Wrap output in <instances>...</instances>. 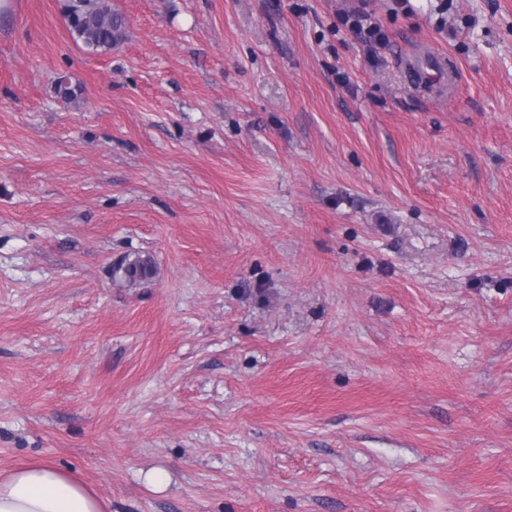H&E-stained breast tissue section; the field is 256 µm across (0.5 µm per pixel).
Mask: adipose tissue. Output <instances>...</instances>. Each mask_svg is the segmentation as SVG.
<instances>
[{"label": "adipose tissue", "mask_w": 512, "mask_h": 512, "mask_svg": "<svg viewBox=\"0 0 512 512\" xmlns=\"http://www.w3.org/2000/svg\"><path fill=\"white\" fill-rule=\"evenodd\" d=\"M0 512H106V505L53 464L34 463L0 479Z\"/></svg>", "instance_id": "adipose-tissue-1"}]
</instances>
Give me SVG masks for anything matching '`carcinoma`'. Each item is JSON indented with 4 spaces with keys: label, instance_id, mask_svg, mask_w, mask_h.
I'll list each match as a JSON object with an SVG mask.
<instances>
[{
    "label": "carcinoma",
    "instance_id": "1",
    "mask_svg": "<svg viewBox=\"0 0 512 512\" xmlns=\"http://www.w3.org/2000/svg\"><path fill=\"white\" fill-rule=\"evenodd\" d=\"M68 21L71 33L94 51L111 49L125 31L124 18L112 12L103 0H72L68 5ZM119 270L128 280L141 281L150 275L151 263L140 257L127 258Z\"/></svg>",
    "mask_w": 512,
    "mask_h": 512
}]
</instances>
